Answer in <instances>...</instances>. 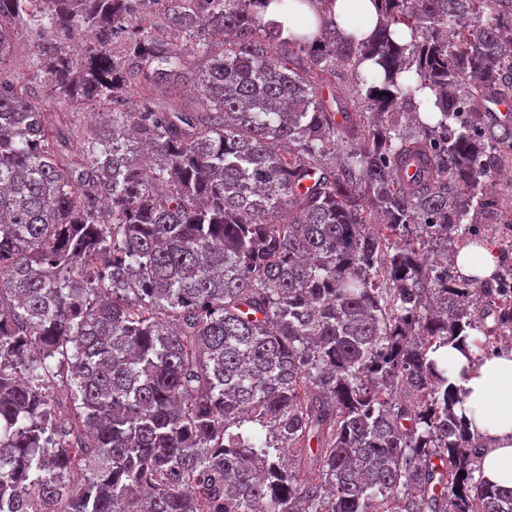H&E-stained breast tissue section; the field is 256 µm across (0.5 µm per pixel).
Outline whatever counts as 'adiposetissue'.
Listing matches in <instances>:
<instances>
[{
	"instance_id": "ef3b65f1",
	"label": "adipose tissue",
	"mask_w": 512,
	"mask_h": 512,
	"mask_svg": "<svg viewBox=\"0 0 512 512\" xmlns=\"http://www.w3.org/2000/svg\"><path fill=\"white\" fill-rule=\"evenodd\" d=\"M260 11L264 19L279 24L286 37H317L325 22L340 36L364 42L384 20L381 0H264ZM453 262L461 278L477 283L497 271L499 256L488 245L467 242L457 249ZM432 357L448 370V383L459 398L458 417L483 445V480L512 489V348L483 357L473 339H458Z\"/></svg>"
}]
</instances>
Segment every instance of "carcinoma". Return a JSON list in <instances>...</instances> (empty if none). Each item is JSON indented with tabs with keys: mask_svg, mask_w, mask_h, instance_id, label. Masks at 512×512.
Returning a JSON list of instances; mask_svg holds the SVG:
<instances>
[{
	"mask_svg": "<svg viewBox=\"0 0 512 512\" xmlns=\"http://www.w3.org/2000/svg\"><path fill=\"white\" fill-rule=\"evenodd\" d=\"M260 2L0 0V512H512L429 356L512 331L448 263L500 205L512 0H382L317 43ZM11 25L44 87L111 106L93 141L16 86ZM185 89L171 86H160L149 88L146 86H136L131 91V100H139L140 96L147 95L148 97H152L154 99H159L162 102H183L185 96L183 95V91Z\"/></svg>",
	"mask_w": 512,
	"mask_h": 512,
	"instance_id": "obj_1",
	"label": "carcinoma"
}]
</instances>
